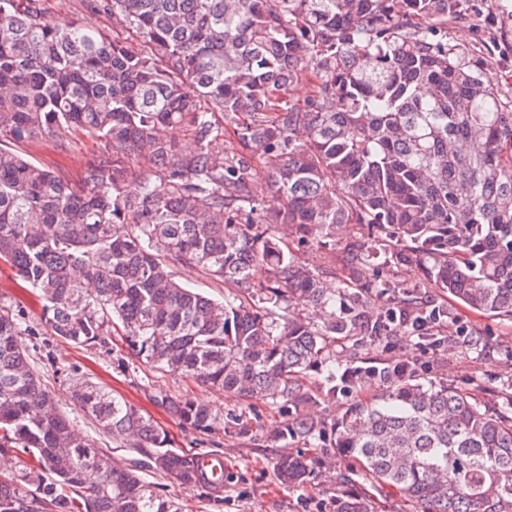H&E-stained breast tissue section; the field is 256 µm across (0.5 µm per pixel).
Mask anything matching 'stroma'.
Here are the masks:
<instances>
[{
	"label": "stroma",
	"mask_w": 512,
	"mask_h": 512,
	"mask_svg": "<svg viewBox=\"0 0 512 512\" xmlns=\"http://www.w3.org/2000/svg\"><path fill=\"white\" fill-rule=\"evenodd\" d=\"M91 2L41 0L44 16L54 26L66 28L91 21L103 30H111V16L93 15ZM470 8V20L449 25V36L487 58L493 75L512 84V0H470ZM16 149L76 183L86 165L100 156L103 147L87 137L66 134L20 143ZM0 304L22 308L30 325L37 328V335L23 337L22 342L35 354L45 382L58 396L66 394L65 373L89 375L150 414L184 448L224 455V491L218 498L185 490L171 480L161 479L160 475L145 472L147 481L163 483L167 494L183 503L184 512H322L321 490L328 484V472H320L311 486L285 488L274 474L275 449L249 438L204 436L183 428L154 404L152 396L163 390L183 398L208 401L220 412L236 410V401L211 393L194 382L156 371L132 354L124 353L121 341L113 343L114 350L124 354L125 364L121 367L113 365L110 355L61 341L42 326L38 298L3 264H0ZM424 364L430 380H450L466 386L486 402L495 401L494 390L506 373L496 353L479 357L464 351H445L425 358Z\"/></svg>",
	"instance_id": "1"
}]
</instances>
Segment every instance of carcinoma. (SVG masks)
<instances>
[{
  "label": "carcinoma",
  "mask_w": 512,
  "mask_h": 512,
  "mask_svg": "<svg viewBox=\"0 0 512 512\" xmlns=\"http://www.w3.org/2000/svg\"><path fill=\"white\" fill-rule=\"evenodd\" d=\"M468 9L98 0L136 44L92 23L55 27L41 0H0V262L38 294L52 335L107 354L119 336L162 374L238 398L254 425L155 395L186 428L288 448L273 462L281 484L343 463L333 512H379L380 496L413 512H512V375L487 403L428 380L419 359L498 346L450 334L444 295L512 322V87L448 40ZM63 132L112 147L77 184L9 148ZM128 154L153 166L135 193ZM350 227L361 234L344 270H328L334 286L290 247L334 255ZM178 265L224 299L183 285ZM400 333L413 355L392 352ZM23 335H35L24 314L0 305V448L24 457L0 472V512H183L142 468L224 490L201 453L74 375L70 405L131 458L81 434ZM336 399L341 417L315 410ZM265 410L284 421L264 426Z\"/></svg>",
  "instance_id": "1"
}]
</instances>
